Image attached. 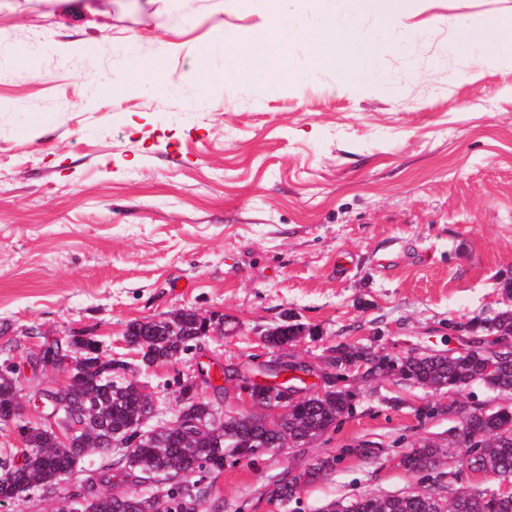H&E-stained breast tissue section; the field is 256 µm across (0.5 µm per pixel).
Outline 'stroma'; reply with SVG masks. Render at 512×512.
<instances>
[{
    "label": "stroma",
    "instance_id": "stroma-1",
    "mask_svg": "<svg viewBox=\"0 0 512 512\" xmlns=\"http://www.w3.org/2000/svg\"><path fill=\"white\" fill-rule=\"evenodd\" d=\"M259 0H0V371L43 422L37 390L64 385L45 343L84 336L150 394L167 423L191 380L215 408L254 412L222 366L263 375L313 365L298 396L345 391L351 408L297 448L206 473L196 512H327L343 499L498 487L473 475L459 408L512 406L482 383L431 388L324 370L339 345L376 355L455 354L471 323L512 307V66L492 35L459 47L460 17L512 0H421L406 29L360 23L366 71L313 67L280 43L290 81L239 73L221 31L263 24ZM206 52L201 68L197 53ZM124 74L120 100L107 88ZM181 309L214 316L197 348L145 367L124 332ZM309 327L287 351L269 329ZM430 443L446 462L404 467ZM332 470L291 498L274 491L323 457ZM84 472L0 512H59Z\"/></svg>",
    "mask_w": 512,
    "mask_h": 512
}]
</instances>
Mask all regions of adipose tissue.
<instances>
[{
    "instance_id": "1",
    "label": "adipose tissue",
    "mask_w": 512,
    "mask_h": 512,
    "mask_svg": "<svg viewBox=\"0 0 512 512\" xmlns=\"http://www.w3.org/2000/svg\"><path fill=\"white\" fill-rule=\"evenodd\" d=\"M320 19L319 30L309 33L311 62L319 69L346 71L352 68L371 67L369 55L351 53V46L359 38L357 24L364 17L378 19L389 28L405 27L412 0H312ZM490 29L496 34L492 57L494 60L512 65V13L490 15L476 21L469 17L457 22V40L460 44H471L478 33ZM268 27L260 26L251 32L226 36V43L236 50V57L255 78L280 82L286 77L281 60L267 46Z\"/></svg>"
}]
</instances>
